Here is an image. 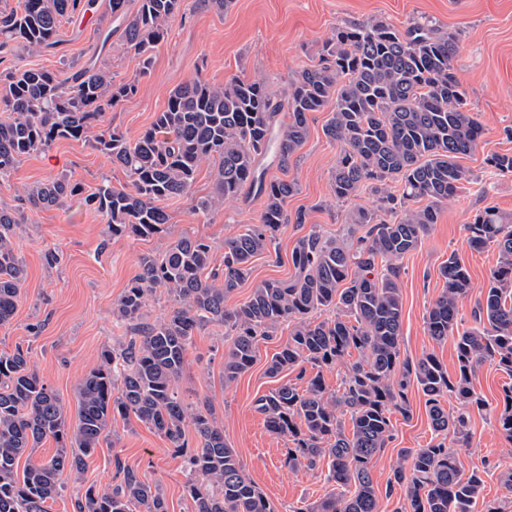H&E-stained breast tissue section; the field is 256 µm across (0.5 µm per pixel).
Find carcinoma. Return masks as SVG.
Masks as SVG:
<instances>
[{
	"mask_svg": "<svg viewBox=\"0 0 512 512\" xmlns=\"http://www.w3.org/2000/svg\"><path fill=\"white\" fill-rule=\"evenodd\" d=\"M95 4L17 0L16 7L0 10V55L11 52L13 42L53 47L61 19L84 15ZM182 7L183 0H108L121 44L138 60L139 73L151 67L154 49ZM458 48L457 32L424 22L398 29L370 18L339 26L322 42L318 63L295 73L285 98H273L260 79L216 87L196 78L170 92L166 108L134 141L117 127H102V117L136 95L137 80L114 82L91 61L71 64L63 80L44 69L0 74V181L22 156L60 138L87 141L93 132L94 148L131 178L129 188L104 179L88 190L66 175L52 177L22 198L21 206L0 208V326L12 320L20 301L25 269L11 236L28 210L76 198L103 217L109 236L160 235L171 221L165 202L189 195L206 161L214 163V188L194 200L195 214L206 218L239 198L260 205L259 223L224 240L220 269L212 245L190 234L141 258L113 307L134 337L118 351H104L82 378L75 426L57 392L30 368L28 351L0 353V512H48L62 491L61 476L85 472L116 413L134 416L181 454L194 512H277L244 473L209 402L191 410L174 389L195 332L209 325L230 334L224 351V383L230 384L253 365L260 340L291 324L268 370L297 368V382L261 397L257 409L271 433L288 438V468L314 469L330 460L336 489L300 512H378L370 463L391 439V415L408 414L413 382L426 396L433 429L465 443L469 409L486 406L472 378L483 364H496L509 377L497 421L512 441L511 216L487 206L466 225L472 248L498 249L475 327H458V299L472 288L467 269L454 255L439 268L443 292L428 311L426 327L436 342L455 337V375L432 354L411 361L400 351L399 261L422 245L440 207L463 188L468 177L458 160L474 152L483 135L454 71ZM325 110L330 118L323 133L341 145L331 178L334 199L347 202L369 185L377 209L353 211L346 237L312 231L299 238L290 254L295 276L263 281L245 302L229 308L227 297L248 280L253 259L269 251L281 227L305 223V212L292 217L286 209L297 183L266 179L259 161L270 156L288 171L308 137V114ZM283 113L286 123L279 120ZM378 209L402 217L382 221ZM158 291L171 298L169 315L145 323L143 308ZM323 311L332 316L319 319ZM306 363L315 375L306 376ZM338 364L345 366V378L337 396L327 392L321 369ZM447 396L459 403L453 413L442 405ZM188 429L197 438L191 450ZM49 438L55 453L18 470L20 459L32 457ZM404 460L408 464L399 465L391 481L404 491L402 512H471L482 496L479 472L465 473L442 442L417 448ZM114 466L119 483L109 492L88 487L75 500V512H169L159 486L118 456Z\"/></svg>",
	"mask_w": 512,
	"mask_h": 512,
	"instance_id": "cac0c4a2",
	"label": "carcinoma"
}]
</instances>
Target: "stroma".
Wrapping results in <instances>:
<instances>
[{
    "label": "stroma",
    "instance_id": "obj_1",
    "mask_svg": "<svg viewBox=\"0 0 512 512\" xmlns=\"http://www.w3.org/2000/svg\"><path fill=\"white\" fill-rule=\"evenodd\" d=\"M372 17L400 29L428 20L440 29L457 31L454 70L484 129L477 149L459 160L471 177L470 184L444 204L422 246L400 262L401 355L415 361L431 354L451 370L457 363L454 341H434L425 324L442 291L439 268L453 254L467 269L472 288L458 302V321L460 328L473 327L476 302L496 265L497 252L491 246L473 249L466 226L487 206L512 213V173L500 174L487 163L493 154L512 155V0H232L221 14L200 8L197 0H184V14L170 22L147 74H140L137 60L119 44H112L105 54H96L95 24L77 17L62 21L55 49L39 52L19 45L0 65L47 69L63 78L68 63L93 59L114 80H138L136 96L104 114L105 124L120 128L134 140L152 124L156 113L165 109L173 88L198 77L214 86L260 78L274 97H283L293 71L317 63L319 46L336 26ZM329 117L326 111L309 114L308 138L285 172L299 187L289 198L287 209L304 211L305 222L282 226L270 252L254 258L250 278L227 298V306L246 301L262 281L292 277L290 253L310 230L332 237L342 235L348 213L373 208L375 197L367 189L343 204L331 195L340 146L323 133ZM61 174L88 188L104 177L116 186L128 182L120 167L87 143L60 139L47 150L23 156L9 179L0 181V207L16 206L18 196L26 190ZM211 180L209 167H202L190 195L167 201L171 221L167 232L159 236L107 237L102 218L72 200L29 214L25 223L15 225L12 241L26 268V279L13 319L0 327V353L27 349L31 368L58 393L69 422L77 420L76 389L85 372L98 362L103 350L120 348L129 340L127 326L112 315V304L136 274L140 258L164 251L184 233L204 237L220 257L225 238L258 222V203L243 200L225 203L208 218L197 217L192 210L194 200L210 192ZM48 249L60 255L59 264L52 268L42 260ZM290 330V325L281 324L274 336L259 344L252 367L228 385L222 359L224 330L206 327L195 334L176 382L185 402L209 400L224 428L225 441L278 512H300L333 489L327 480V463L313 470L292 471L285 466L286 440L266 428L263 415L255 408L260 396L296 380L292 371L274 376L267 371ZM506 380L495 364H483L473 384L487 406L470 411L469 445L462 448L454 436L445 438L464 470H478L484 481L483 500L474 505L473 512H484L486 502L508 496L500 474L504 466L512 465V441L502 435L495 419ZM409 400L408 415L392 414V437L371 463L381 492L379 512H401L404 505L402 491L388 487L404 452L437 439L422 391L411 388ZM116 456L137 467L145 481L160 487L170 512H191L179 454L163 436L134 417L120 415L113 419L106 440L88 458L82 479L63 477V493L51 503L49 512H73L74 499L87 487L111 488Z\"/></svg>",
    "mask_w": 512,
    "mask_h": 512
}]
</instances>
